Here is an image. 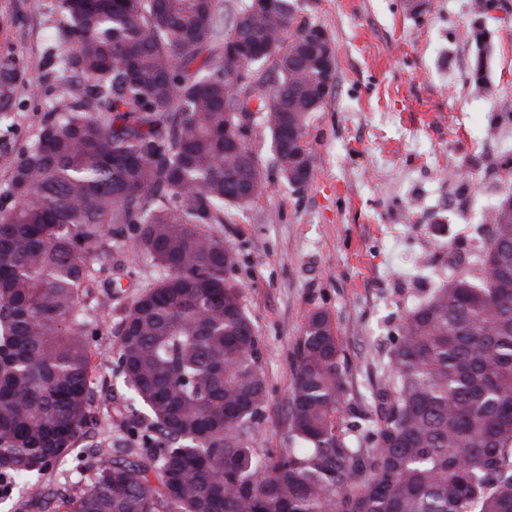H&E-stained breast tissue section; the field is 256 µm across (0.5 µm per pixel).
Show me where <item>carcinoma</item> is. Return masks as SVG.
I'll return each instance as SVG.
<instances>
[{"label": "carcinoma", "mask_w": 512, "mask_h": 512, "mask_svg": "<svg viewBox=\"0 0 512 512\" xmlns=\"http://www.w3.org/2000/svg\"><path fill=\"white\" fill-rule=\"evenodd\" d=\"M303 0H57L73 52L66 104L10 173L0 210V482L39 478L86 436L94 403L83 297L110 241L160 271L122 313L117 364L150 416L136 459L95 442L91 486L63 512H512V192L486 214L476 268L394 325L369 394L330 313L293 343L288 447H260L268 400L237 253L206 224L274 191L248 144L257 101L278 180L309 183L308 117L323 109ZM469 80L487 82L486 32ZM272 64L275 81L261 72ZM17 90L0 59V120Z\"/></svg>", "instance_id": "carcinoma-1"}]
</instances>
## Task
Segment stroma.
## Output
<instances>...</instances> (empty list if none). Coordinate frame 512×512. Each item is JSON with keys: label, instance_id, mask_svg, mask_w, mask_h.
Returning a JSON list of instances; mask_svg holds the SVG:
<instances>
[{"label": "stroma", "instance_id": "stroma-1", "mask_svg": "<svg viewBox=\"0 0 512 512\" xmlns=\"http://www.w3.org/2000/svg\"><path fill=\"white\" fill-rule=\"evenodd\" d=\"M308 0L307 16L328 33L335 88L309 117L313 176L300 191L263 196L232 223L207 233L234 244L236 277L264 349L269 396L261 445H288L283 427L292 382V343L304 315L327 310L353 372L351 395L362 402L390 346L397 316L437 279L476 258V229L505 185L493 166L512 156V0L478 17L472 0ZM63 20L56 0H0V57L15 59L22 77L11 117L0 123V157L20 156L58 106ZM489 33L491 93L468 79L477 53L465 34ZM278 221L266 222L268 212ZM462 245L458 265L449 242ZM95 290L86 307L95 355L96 400L91 436L125 438L136 457L150 430L117 370L120 322L100 313ZM86 441L39 479L33 498L13 487L0 512H57L54 488L79 493L93 471Z\"/></svg>", "mask_w": 512, "mask_h": 512}]
</instances>
